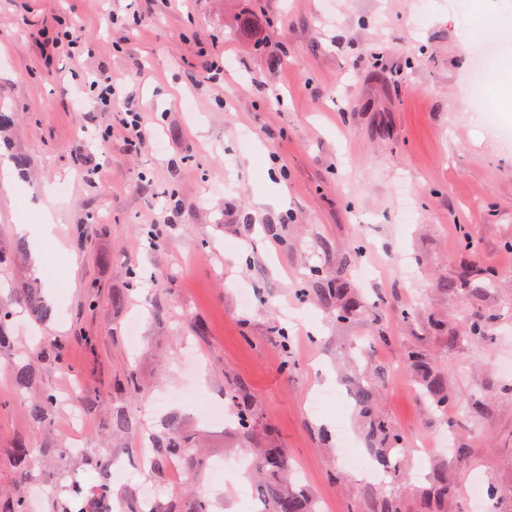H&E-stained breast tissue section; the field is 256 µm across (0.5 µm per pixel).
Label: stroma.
<instances>
[{"mask_svg":"<svg viewBox=\"0 0 512 512\" xmlns=\"http://www.w3.org/2000/svg\"><path fill=\"white\" fill-rule=\"evenodd\" d=\"M487 19L512 26V0H0V111L14 119L0 168L28 159L0 181V244L22 247L0 266L16 311L0 345V507L40 486L29 512H54L76 478L119 512H139L146 486L157 512L201 498L260 512L254 475L220 485L216 467L282 447L288 490L316 512H470L459 486L474 468L498 491L493 512H512V145L496 131L512 124V75L474 64ZM60 20L80 54H43ZM215 59L219 84L204 72ZM91 74L129 92L113 111L145 112L141 150L89 99ZM46 210L57 242L39 271L20 227ZM26 279L49 319L19 303ZM338 279L359 304L346 320L319 293ZM411 349L429 372L410 370ZM431 374L453 413L434 410ZM232 386L258 415L246 436L223 421ZM367 386L407 449L368 439ZM75 390L82 420H29L40 392ZM120 414L135 428L111 430ZM172 422L203 468L147 464ZM349 447L385 485L349 470ZM108 454L122 469H96ZM443 468L447 496L432 482Z\"/></svg>","mask_w":512,"mask_h":512,"instance_id":"obj_1","label":"stroma"}]
</instances>
